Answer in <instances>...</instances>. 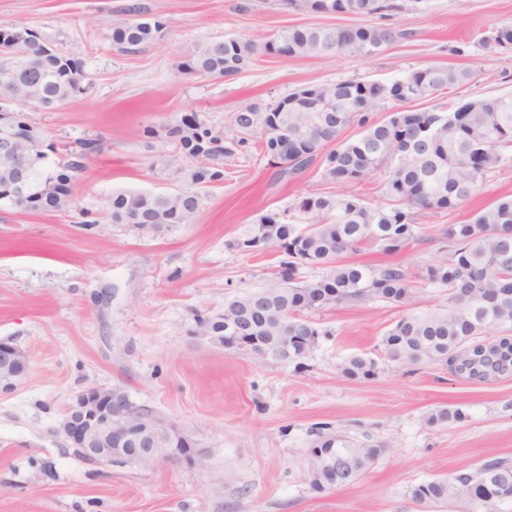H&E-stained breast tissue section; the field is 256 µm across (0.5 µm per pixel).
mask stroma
I'll return each instance as SVG.
<instances>
[{
    "instance_id": "stroma-1",
    "label": "stroma",
    "mask_w": 512,
    "mask_h": 512,
    "mask_svg": "<svg viewBox=\"0 0 512 512\" xmlns=\"http://www.w3.org/2000/svg\"><path fill=\"white\" fill-rule=\"evenodd\" d=\"M393 2L379 22L402 36L381 53L262 57L227 80L177 65L210 40L357 19L313 14L288 0H0V30L28 26L56 52L77 50L85 60L83 94L29 115L54 148L49 164L66 163L81 141L100 145L62 209L0 205V338L31 356L28 377L0 394V512H477L459 500L424 506L411 490L486 461H512V368L473 379L439 362L396 369L379 360L387 330L408 311L446 304L447 289H417L408 308L370 299L310 313L324 335L300 370L196 342V312H223L225 296L263 288L275 268V250L229 248L241 227L271 211L299 222L302 197L343 187L315 167L282 173L254 144L225 159V179L215 186L149 167L172 149L166 128L182 115L221 129L246 104L271 106L307 86L391 82L453 67L472 79L420 100L421 108L444 112L459 99L512 93V47L487 41L512 24V0ZM130 9L164 28L156 42L126 53L113 47L108 24ZM116 191L192 192L200 212L195 223L144 234L103 218ZM507 195L512 162L455 210L420 212L417 241L398 254L364 246L345 259L420 275L446 248L442 228ZM355 356L379 360L376 374L345 376ZM91 387L121 388L136 407L183 427L204 453V468L104 467L79 457L59 424ZM443 407L462 410L464 420L427 425ZM321 432L388 448L355 481L318 492L307 453Z\"/></svg>"
}]
</instances>
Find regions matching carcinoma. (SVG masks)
<instances>
[{
    "mask_svg": "<svg viewBox=\"0 0 512 512\" xmlns=\"http://www.w3.org/2000/svg\"><path fill=\"white\" fill-rule=\"evenodd\" d=\"M331 12L348 13L346 7L371 9L370 18L390 5L384 0H322ZM162 26L135 19L112 21V43L125 52H135L161 37ZM28 39L0 42V88L8 87L21 99L37 93L62 106L83 90V67L70 65V58L54 52L35 32ZM401 33L373 23L348 27H289L277 35L283 55L295 59L319 56L368 55L374 47L392 45ZM272 53L265 37L248 41L234 38L197 46L179 64L188 74L204 73L233 78L251 60ZM466 70L435 68L417 70L391 83L370 88L376 99L364 98L366 82L347 80L319 86L321 96L338 97L340 111L314 112L301 102L283 111L278 104L264 109L250 104L233 116L232 124L217 130L199 117L181 116L167 135L172 151L159 154L151 168L173 170L189 181L224 182V158L260 139L263 154L284 164L293 174L319 162L329 183L354 186L377 175L387 203L370 207L358 195L344 191L303 198L299 210L304 223L294 224L268 213L246 225L229 246L244 253L280 249L281 258L273 279L263 289L224 299V315L198 314L195 327L218 332L227 320L242 324L256 336L274 340L282 335V314H288V335L323 336L306 313L331 305L381 298L399 305L411 302L415 285L398 265L370 267L344 260V254L362 246H376L396 254L417 239V211L456 209L487 175L509 161L512 147V97L477 98L457 103L446 112H391L384 119L372 117L377 101L391 93L405 95L420 88L425 96L453 90L470 80ZM357 125L355 138L339 140L343 131ZM336 143L331 148L329 144ZM70 192H58L41 200L40 209L66 206ZM105 211L114 224L162 235L175 224H192L199 209V196L190 192L152 195L118 192L105 200ZM449 254L428 265L419 276L425 286L448 289V304L427 312L401 317L382 340L383 359L399 367L440 361L484 377L512 365V198L498 199L479 211L467 224H450L442 231ZM302 266L320 268V274L300 280ZM497 331L499 342L486 347L478 338ZM378 362L354 357L343 368L351 377L376 374ZM458 410L439 409L428 416L430 425L460 421ZM335 439L348 484L370 469L386 451L341 433H318ZM496 486L512 496V463L487 461L467 473L435 478L416 485L412 498L424 493L431 504L466 499L492 512L495 501L487 500L485 486Z\"/></svg>",
    "mask_w": 512,
    "mask_h": 512,
    "instance_id": "obj_1",
    "label": "carcinoma"
}]
</instances>
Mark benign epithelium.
<instances>
[{
    "mask_svg": "<svg viewBox=\"0 0 512 512\" xmlns=\"http://www.w3.org/2000/svg\"><path fill=\"white\" fill-rule=\"evenodd\" d=\"M43 109L42 100H18L13 95L0 96V171L5 182L0 188L13 203L29 204V200L44 196L49 182L32 183L30 170L39 161L35 151L43 143V131L28 120L27 113ZM193 336L226 351H244L265 360L269 357L286 364L296 343L308 345L309 337L279 339L278 346L264 338L240 336L228 326L224 335L193 332ZM29 353L9 339H0V393L13 390L29 375ZM133 403L119 388L92 387L83 392L60 423V432L85 459L112 466L118 458H130L142 467L158 463H184L202 468L204 456L197 451L198 443L174 424L151 413L132 410ZM340 458L330 456L320 448L309 449L307 470L339 465Z\"/></svg>",
    "mask_w": 512,
    "mask_h": 512,
    "instance_id": "benign-epithelium-1",
    "label": "benign epithelium"
}]
</instances>
